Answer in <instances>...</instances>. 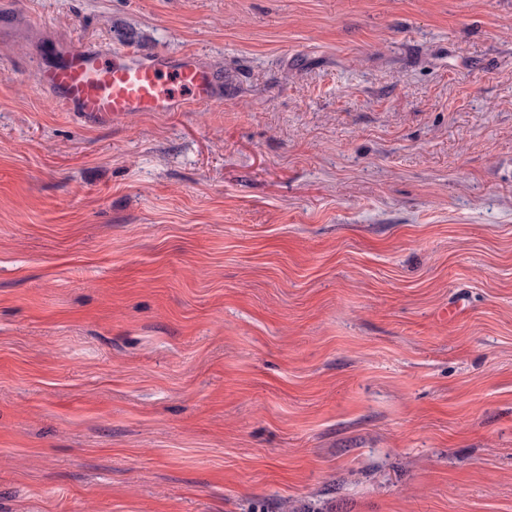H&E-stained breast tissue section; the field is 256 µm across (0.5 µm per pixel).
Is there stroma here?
Instances as JSON below:
<instances>
[{
    "label": "stroma",
    "mask_w": 512,
    "mask_h": 512,
    "mask_svg": "<svg viewBox=\"0 0 512 512\" xmlns=\"http://www.w3.org/2000/svg\"><path fill=\"white\" fill-rule=\"evenodd\" d=\"M56 42L223 102L58 111ZM307 506L512 512V0H5L0 512Z\"/></svg>",
    "instance_id": "1"
}]
</instances>
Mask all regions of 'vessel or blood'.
Listing matches in <instances>:
<instances>
[{
  "label": "vessel or blood",
  "mask_w": 512,
  "mask_h": 512,
  "mask_svg": "<svg viewBox=\"0 0 512 512\" xmlns=\"http://www.w3.org/2000/svg\"><path fill=\"white\" fill-rule=\"evenodd\" d=\"M36 81L59 111L99 121L125 112H180L188 104L209 109L221 99L215 72L194 57L143 62L95 45L63 46L37 68Z\"/></svg>",
  "instance_id": "1"
}]
</instances>
